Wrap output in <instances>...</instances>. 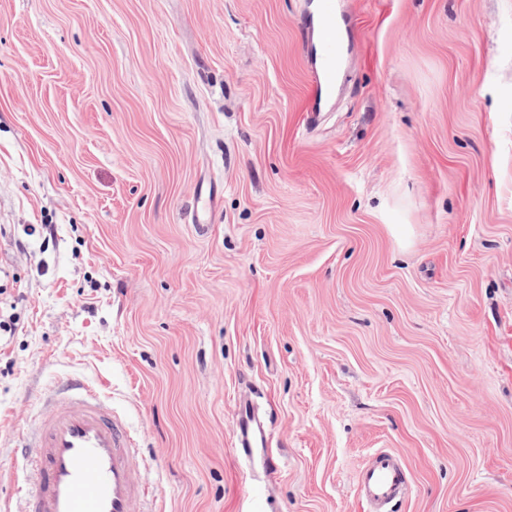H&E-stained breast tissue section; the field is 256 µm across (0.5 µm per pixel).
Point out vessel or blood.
<instances>
[{
  "instance_id": "vessel-or-blood-1",
  "label": "vessel or blood",
  "mask_w": 512,
  "mask_h": 512,
  "mask_svg": "<svg viewBox=\"0 0 512 512\" xmlns=\"http://www.w3.org/2000/svg\"><path fill=\"white\" fill-rule=\"evenodd\" d=\"M305 23L318 33L311 65L317 76L313 99L319 102L334 93L344 50L336 0H312ZM62 394L65 407H46L34 424V479L23 493L25 512H138L145 491L131 433L103 410L99 385L74 378ZM236 430L244 448L253 447L262 432L251 413L240 414ZM357 482L372 512H390L407 477L396 458L381 451L360 469Z\"/></svg>"
}]
</instances>
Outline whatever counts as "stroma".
<instances>
[{
  "label": "stroma",
  "mask_w": 512,
  "mask_h": 512,
  "mask_svg": "<svg viewBox=\"0 0 512 512\" xmlns=\"http://www.w3.org/2000/svg\"><path fill=\"white\" fill-rule=\"evenodd\" d=\"M305 6L0 0V512L71 376L152 512H512V0H340L315 114ZM237 437L241 448H253L258 434H262V426L257 422L254 413H241L236 423ZM357 482L370 512H391L407 483L406 473L396 458L380 451L360 469Z\"/></svg>",
  "instance_id": "obj_1"
}]
</instances>
